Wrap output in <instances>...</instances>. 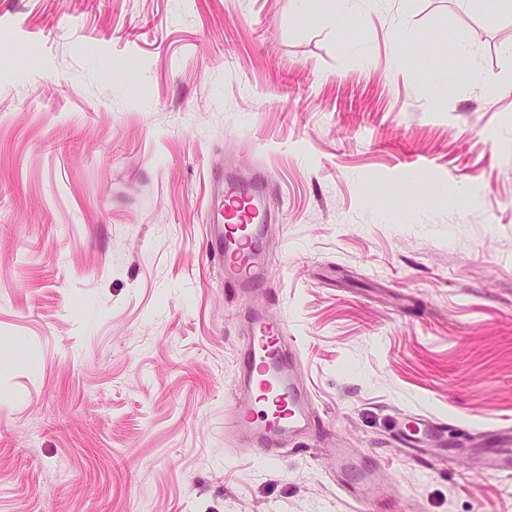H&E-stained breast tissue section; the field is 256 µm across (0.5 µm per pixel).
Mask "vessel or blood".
Segmentation results:
<instances>
[{
	"instance_id": "vessel-or-blood-1",
	"label": "vessel or blood",
	"mask_w": 512,
	"mask_h": 512,
	"mask_svg": "<svg viewBox=\"0 0 512 512\" xmlns=\"http://www.w3.org/2000/svg\"><path fill=\"white\" fill-rule=\"evenodd\" d=\"M268 192V179L261 173L213 176L206 256L217 261L225 288L247 293L270 285L264 253L271 220ZM240 361L227 425L244 429L247 443L269 460L282 436L310 424L307 390L293 373L298 351L283 322L259 313L252 319Z\"/></svg>"
}]
</instances>
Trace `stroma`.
<instances>
[{"mask_svg": "<svg viewBox=\"0 0 512 512\" xmlns=\"http://www.w3.org/2000/svg\"><path fill=\"white\" fill-rule=\"evenodd\" d=\"M509 42L496 0H0V512H355L340 446L375 512H512ZM257 167L240 296L208 187ZM257 307L311 396L271 463L224 426ZM268 192L261 173L240 178L216 172L211 182L206 256L217 260L225 288L235 292L271 287L264 253Z\"/></svg>", "mask_w": 512, "mask_h": 512, "instance_id": "1", "label": "stroma"}]
</instances>
